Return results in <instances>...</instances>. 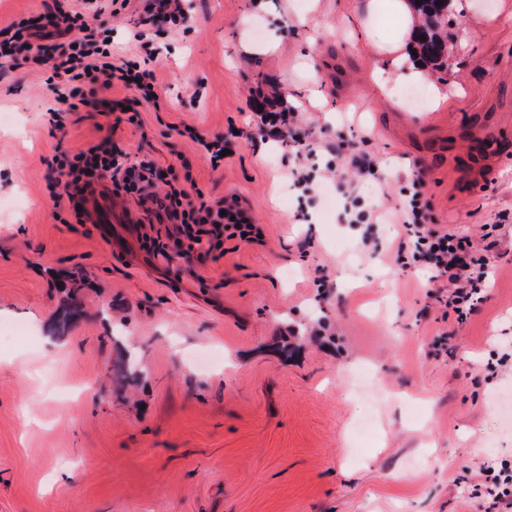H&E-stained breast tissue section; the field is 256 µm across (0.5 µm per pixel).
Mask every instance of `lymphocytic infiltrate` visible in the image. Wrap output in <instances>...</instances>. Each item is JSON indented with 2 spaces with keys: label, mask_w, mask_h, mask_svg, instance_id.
I'll list each match as a JSON object with an SVG mask.
<instances>
[{
  "label": "lymphocytic infiltrate",
  "mask_w": 512,
  "mask_h": 512,
  "mask_svg": "<svg viewBox=\"0 0 512 512\" xmlns=\"http://www.w3.org/2000/svg\"><path fill=\"white\" fill-rule=\"evenodd\" d=\"M56 25L62 26L68 39L64 42L43 43L37 31L30 26L17 25L13 34L0 40V60L13 64L34 63L49 69L47 79L53 98V112H124L126 107L158 105V81L149 68L156 54L155 47L144 41L141 33L133 38L140 44V59H113L112 46L104 31L90 26L84 14H56ZM119 86L126 90V98L114 100L96 96V84ZM261 111L255 112L253 122L259 131L287 140L297 119L281 97L262 96ZM368 134L343 138L336 145V157L322 170L304 165L306 157L316 155L320 144L316 141H295L301 164L288 170V180L301 192L310 195L323 181L337 180L348 185L373 181L385 184L379 161L363 150ZM118 150L109 140L88 145L77 153L62 158L59 174L49 183L56 205L61 209H76L87 203V194L94 184L112 182L113 196H133L156 185L158 177L153 162L139 161L118 166ZM158 223L173 225L168 238L152 237V250L169 254L173 250L206 245L208 252H223L225 241L246 239L261 242L263 233L250 211L236 197L230 196L217 204L194 203L185 186H169L159 199L155 214ZM343 219L350 224L365 225L368 233L362 238L364 247L372 248L376 239L371 228L382 224H396L401 236L411 243L412 262L424 265L435 280L447 288L446 304L457 320H466L476 305L483 301L490 286L489 253L491 244L476 243L460 227L437 223L432 205L426 196L423 176H416L401 188L399 200L390 208L362 204L359 197L348 196L344 203ZM476 490L484 493L497 506L498 512H512V460L491 458L481 467Z\"/></svg>",
  "instance_id": "f902f5d3"
}]
</instances>
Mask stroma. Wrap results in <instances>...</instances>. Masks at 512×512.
<instances>
[{"label": "stroma", "mask_w": 512, "mask_h": 512, "mask_svg": "<svg viewBox=\"0 0 512 512\" xmlns=\"http://www.w3.org/2000/svg\"><path fill=\"white\" fill-rule=\"evenodd\" d=\"M358 0H185L187 28H140L141 0L104 14L114 51L149 61L160 109L135 124L101 112L46 114L45 72L0 63V512H495L470 496L487 453L512 457V380L488 379L512 337V221L490 254L489 297L449 317L426 269L394 262L398 228L377 250L362 228L287 191L288 146L263 140L250 100L278 91L323 145L367 132L387 207L417 169L442 224L478 236L512 214V0H464L463 38L435 102L383 95L382 60L356 24ZM84 0H0V30ZM401 97L394 108L390 97ZM235 126V153L211 168L177 127ZM109 138L193 177L203 201L237 196L262 243L225 241L216 259L150 253L167 233L60 211L46 184L55 156Z\"/></svg>", "instance_id": "35a3bbf8"}]
</instances>
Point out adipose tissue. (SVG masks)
<instances>
[{"mask_svg":"<svg viewBox=\"0 0 512 512\" xmlns=\"http://www.w3.org/2000/svg\"><path fill=\"white\" fill-rule=\"evenodd\" d=\"M357 18L369 41L383 57L374 82L389 90L397 80L427 86L434 99L445 93L430 71L412 61V45L419 35L418 13L412 0H361Z\"/></svg>","mask_w":512,"mask_h":512,"instance_id":"adipose-tissue-1","label":"adipose tissue"}]
</instances>
